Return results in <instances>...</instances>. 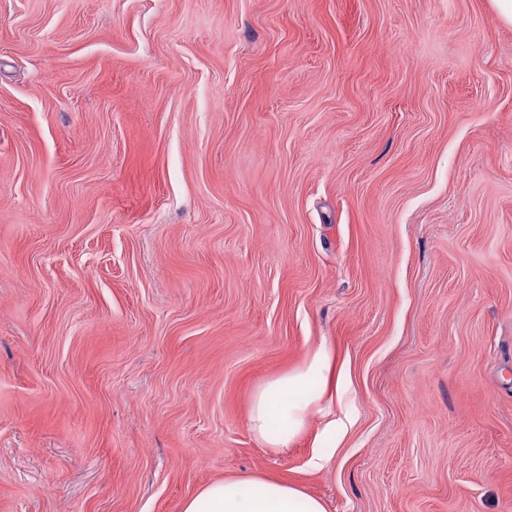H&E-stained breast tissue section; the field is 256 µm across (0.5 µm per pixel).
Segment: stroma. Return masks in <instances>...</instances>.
Segmentation results:
<instances>
[{
  "label": "stroma",
  "mask_w": 512,
  "mask_h": 512,
  "mask_svg": "<svg viewBox=\"0 0 512 512\" xmlns=\"http://www.w3.org/2000/svg\"><path fill=\"white\" fill-rule=\"evenodd\" d=\"M322 342L346 396L276 454L251 397ZM244 475L512 512L493 0H0V512H181Z\"/></svg>",
  "instance_id": "35a3bbf8"
}]
</instances>
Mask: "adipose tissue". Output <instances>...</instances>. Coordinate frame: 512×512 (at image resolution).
<instances>
[{"label":"adipose tissue","instance_id":"ef3b65f1","mask_svg":"<svg viewBox=\"0 0 512 512\" xmlns=\"http://www.w3.org/2000/svg\"><path fill=\"white\" fill-rule=\"evenodd\" d=\"M334 352L319 344L304 365L275 377L253 394L248 414L256 439L273 452L283 453L304 431L314 400L311 383L327 385ZM182 512H327L319 499L285 483L250 477L215 481L187 499Z\"/></svg>","mask_w":512,"mask_h":512}]
</instances>
